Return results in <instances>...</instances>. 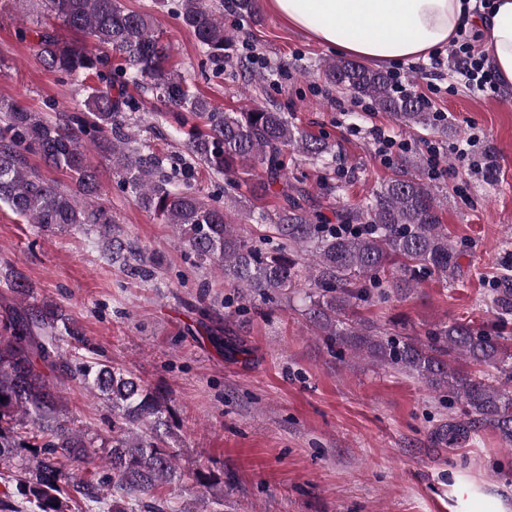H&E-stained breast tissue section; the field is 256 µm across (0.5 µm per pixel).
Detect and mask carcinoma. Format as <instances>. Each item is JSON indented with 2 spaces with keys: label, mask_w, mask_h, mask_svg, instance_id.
I'll return each mask as SVG.
<instances>
[{
  "label": "carcinoma",
  "mask_w": 512,
  "mask_h": 512,
  "mask_svg": "<svg viewBox=\"0 0 512 512\" xmlns=\"http://www.w3.org/2000/svg\"><path fill=\"white\" fill-rule=\"evenodd\" d=\"M179 7L177 15L207 59L218 67L230 61L235 40L224 29L221 9L208 0H180ZM45 9L82 39L62 41L46 24L22 30L19 37L31 38L44 68L77 86L83 110L62 112L52 124L17 101L0 98V203L46 231L112 223L106 210L89 203L99 184L80 135L90 134L112 156L138 205L171 225L197 264L216 266L250 300L270 303L305 290L304 316L323 333L330 350L340 357L365 356L375 366L417 378L433 393L450 394L465 415L512 447V330H507L512 288L497 292L490 322H444L423 338L348 319L349 311L377 297L405 298L425 279L446 280L457 267L440 202L424 178V158H401L363 204L336 210L335 224L305 206L304 177L296 176L283 183L280 195L287 206L274 218L244 210L247 220H272L271 235L245 237L227 213L242 202L239 183L251 182L252 197L261 199L285 176L286 151L327 165L336 157L335 145L277 108L223 112L213 107L168 66L170 44L147 13L127 10L119 0H45ZM234 11L255 19L258 0H234ZM110 50L122 63L105 73ZM317 71L327 83L370 99L406 131L448 133L444 115L430 111L413 91L399 89L388 72L338 57L321 60ZM91 76L98 85L87 84ZM130 85L163 104L152 113V127L171 129L182 150L157 153L141 142ZM28 153L68 171L80 192L72 194L29 170ZM197 162L230 177L224 207L192 187ZM259 168L263 178L257 181ZM110 246L112 260L141 278L152 276L130 240L115 232ZM4 287L22 300L30 295L18 274ZM79 335L56 304H28L0 315V475L15 481L14 489L0 493V512H21L23 503L33 512H73L72 504L97 502L107 494L112 512H166L154 492L181 480L177 450L169 443L177 427L172 410L160 391L121 367L72 365L58 341ZM484 366L497 370L496 379L476 375L474 369ZM52 376L77 379L111 401L112 436L104 457L112 473L109 483L85 480L65 467L66 461L94 458L96 449L59 421L60 396Z\"/></svg>",
  "instance_id": "obj_1"
}]
</instances>
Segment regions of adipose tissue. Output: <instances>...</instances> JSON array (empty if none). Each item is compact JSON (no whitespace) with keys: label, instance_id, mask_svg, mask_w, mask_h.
<instances>
[{"label":"adipose tissue","instance_id":"adipose-tissue-1","mask_svg":"<svg viewBox=\"0 0 512 512\" xmlns=\"http://www.w3.org/2000/svg\"><path fill=\"white\" fill-rule=\"evenodd\" d=\"M290 25L316 41L375 64L428 58L462 32H487L485 51L512 88V0H270Z\"/></svg>","mask_w":512,"mask_h":512}]
</instances>
